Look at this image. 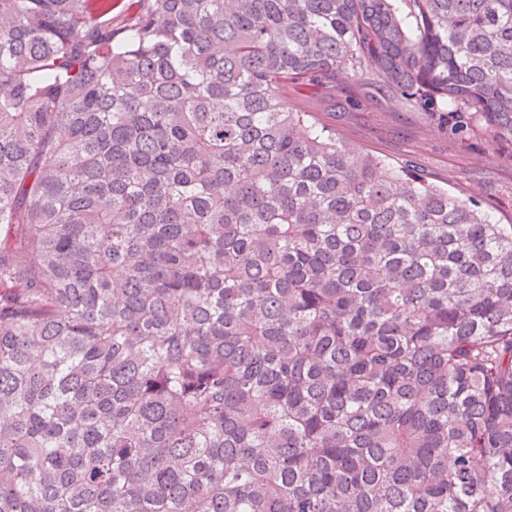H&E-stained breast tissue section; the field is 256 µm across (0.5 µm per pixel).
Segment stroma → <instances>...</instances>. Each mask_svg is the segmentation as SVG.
I'll list each match as a JSON object with an SVG mask.
<instances>
[{"mask_svg": "<svg viewBox=\"0 0 512 512\" xmlns=\"http://www.w3.org/2000/svg\"><path fill=\"white\" fill-rule=\"evenodd\" d=\"M286 101L289 109L310 113L312 122L335 131L357 151L393 163L413 160L435 184L475 198L500 223L512 224V163L486 137L459 145L426 112L373 83L351 84L332 98L292 88Z\"/></svg>", "mask_w": 512, "mask_h": 512, "instance_id": "1", "label": "stroma"}]
</instances>
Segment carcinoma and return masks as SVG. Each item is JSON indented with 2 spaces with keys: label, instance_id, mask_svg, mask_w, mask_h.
<instances>
[{
  "label": "carcinoma",
  "instance_id": "carcinoma-1",
  "mask_svg": "<svg viewBox=\"0 0 512 512\" xmlns=\"http://www.w3.org/2000/svg\"><path fill=\"white\" fill-rule=\"evenodd\" d=\"M124 10L0 0V512H512V224L285 103L512 162V0Z\"/></svg>",
  "mask_w": 512,
  "mask_h": 512
}]
</instances>
